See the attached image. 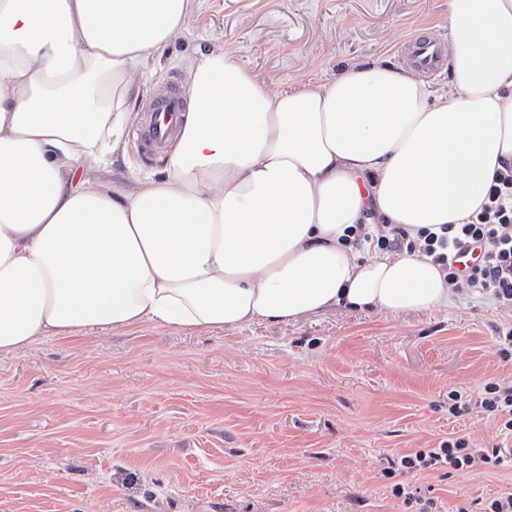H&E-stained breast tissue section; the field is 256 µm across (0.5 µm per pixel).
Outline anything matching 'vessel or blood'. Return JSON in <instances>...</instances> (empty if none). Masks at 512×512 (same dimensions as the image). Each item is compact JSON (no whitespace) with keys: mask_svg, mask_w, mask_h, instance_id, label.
<instances>
[{"mask_svg":"<svg viewBox=\"0 0 512 512\" xmlns=\"http://www.w3.org/2000/svg\"><path fill=\"white\" fill-rule=\"evenodd\" d=\"M401 54L411 65L431 75L448 64L439 41L433 38L410 39L402 46ZM186 110L185 96L176 83L165 85L154 96L140 135L146 154L154 155L165 148Z\"/></svg>","mask_w":512,"mask_h":512,"instance_id":"1","label":"vessel or blood"}]
</instances>
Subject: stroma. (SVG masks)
I'll list each match as a JSON object with an SVG mask.
<instances>
[{
    "mask_svg": "<svg viewBox=\"0 0 512 512\" xmlns=\"http://www.w3.org/2000/svg\"><path fill=\"white\" fill-rule=\"evenodd\" d=\"M446 0H200L139 82L136 111L196 52L234 53L274 89L329 80L440 21ZM135 135L103 177L156 173ZM512 314L458 297L394 317L337 308L197 335L147 324L0 353V512H478L512 464L398 475L404 455L465 436L504 443L475 401L512 381ZM457 391L466 412L450 414ZM404 497L393 494L395 484Z\"/></svg>",
    "mask_w": 512,
    "mask_h": 512,
    "instance_id": "stroma-1",
    "label": "stroma"
}]
</instances>
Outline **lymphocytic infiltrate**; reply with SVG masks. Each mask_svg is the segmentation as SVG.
Instances as JSON below:
<instances>
[{
	"instance_id": "1",
	"label": "lymphocytic infiltrate",
	"mask_w": 512,
	"mask_h": 512,
	"mask_svg": "<svg viewBox=\"0 0 512 512\" xmlns=\"http://www.w3.org/2000/svg\"><path fill=\"white\" fill-rule=\"evenodd\" d=\"M355 235L368 238L379 250L419 251L432 257L456 293L476 294L492 300L500 309L512 312V169L497 172L488 190L487 201L475 220L465 224H445L440 232L423 228L417 238H409L399 227L379 228L368 236L365 225H357ZM496 419L503 434L512 436V384L487 382L477 402ZM512 459V448H476L457 437L438 447L403 456L407 471H427L441 467L467 470L494 469Z\"/></svg>"
}]
</instances>
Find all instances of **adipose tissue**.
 I'll return each instance as SVG.
<instances>
[{"label":"adipose tissue","instance_id":"ef3b65f1","mask_svg":"<svg viewBox=\"0 0 512 512\" xmlns=\"http://www.w3.org/2000/svg\"><path fill=\"white\" fill-rule=\"evenodd\" d=\"M448 77L382 61L275 90L231 53L189 63L161 174L89 180L137 122V77L198 0H0V353L156 324L203 334L454 294L357 224H464L512 166V0H447Z\"/></svg>","mask_w":512,"mask_h":512}]
</instances>
